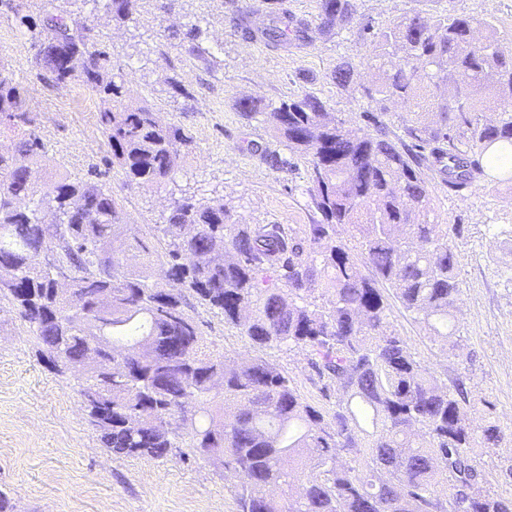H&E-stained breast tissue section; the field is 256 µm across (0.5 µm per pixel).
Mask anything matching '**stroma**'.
<instances>
[{"mask_svg":"<svg viewBox=\"0 0 512 512\" xmlns=\"http://www.w3.org/2000/svg\"><path fill=\"white\" fill-rule=\"evenodd\" d=\"M352 25L338 33L317 28V0H279L278 7L311 26L306 45L272 46L250 40L238 19H265L270 0H143L131 20L116 23L83 5L120 66L127 93L146 100L163 121L188 129L194 146L164 186H126L107 163L105 138L96 121L97 97L75 83L66 88L37 76L34 50L14 24L0 17V52L13 78L30 89L29 104L47 151L36 179L58 170L83 177L94 171L122 200L131 223H166L174 200L199 204L223 199L245 224H282L295 233L316 223L307 194V168L275 138L263 117L245 120L233 104L255 97L269 105L306 93L330 106L347 125L368 129L369 112H383L391 136H401L412 104L377 105L361 96L374 71L368 33L416 12L430 17L452 10L490 24L504 49H512V0H353ZM198 25L196 41L173 38ZM354 79L339 88L331 74L340 62ZM177 80L185 95L174 94ZM442 221L457 225L450 243L458 255L462 289L455 353L430 341L398 302H391L388 328L446 383L462 381L481 422L492 411L505 441L477 451L484 489L512 496V190L475 186L462 196L448 193L439 174L424 169ZM211 351L249 358L254 350L240 331L206 306L193 304ZM309 403L331 410L308 366L307 349L265 350ZM79 374L57 373L42 360L38 342L8 304L0 305V491L17 512H238L233 479L193 453L164 460L130 458L103 448L98 431L80 409Z\"/></svg>","mask_w":512,"mask_h":512,"instance_id":"1","label":"stroma"}]
</instances>
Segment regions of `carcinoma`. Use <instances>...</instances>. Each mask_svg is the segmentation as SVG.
<instances>
[{"label": "carcinoma", "instance_id": "1", "mask_svg": "<svg viewBox=\"0 0 512 512\" xmlns=\"http://www.w3.org/2000/svg\"><path fill=\"white\" fill-rule=\"evenodd\" d=\"M90 2L126 21L142 0ZM8 12L28 32L41 79L95 92L112 169L124 183L165 185L194 137L127 100L103 35L64 10H48L38 23L19 4ZM354 15L352 0H318L323 33L347 28ZM483 25L473 16L415 12L373 34L378 77L363 97L417 107L398 142L380 116L371 115L375 132L354 129L311 94L277 106L235 102L247 119L264 115L307 163L321 221L301 239L282 224H241L220 200L188 198L143 233L102 182L59 172L35 188L29 170L45 146L28 90L0 53V128L16 137L0 150V271L9 273L0 303L16 310L54 370L89 351L99 356L78 393L105 448L163 460L186 446L236 479L240 512H448L450 494L470 501L471 512H512V498L480 489L474 455L479 446L499 447L502 431L489 418L473 425L459 385L448 387L388 330L383 294L393 289L433 342L456 349L458 256L420 162L432 160L450 193L481 181L512 185V52L492 31L478 38ZM245 33L284 45L309 39L307 24L277 8ZM25 199L31 205L20 206ZM49 210L57 231L42 223ZM47 246L76 272L67 295L32 261ZM131 252L141 258L134 269ZM320 289L330 292L324 305ZM191 297L257 349H308L320 392H336L335 409L304 401L262 357L231 360L207 350L187 311ZM341 452L363 465L338 466Z\"/></svg>", "mask_w": 512, "mask_h": 512}]
</instances>
